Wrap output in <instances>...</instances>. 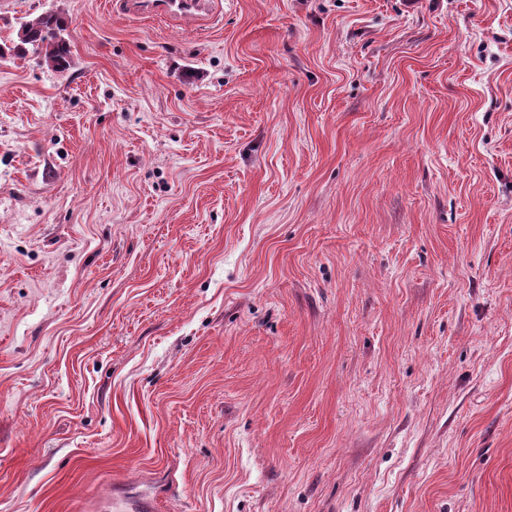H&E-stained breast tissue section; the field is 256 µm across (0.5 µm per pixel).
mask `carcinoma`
<instances>
[{
  "label": "carcinoma",
  "instance_id": "obj_1",
  "mask_svg": "<svg viewBox=\"0 0 512 512\" xmlns=\"http://www.w3.org/2000/svg\"><path fill=\"white\" fill-rule=\"evenodd\" d=\"M63 20L55 14H40L22 22L10 43L0 44V57H23L28 52L43 56L45 63L55 71L69 65L70 42L62 35Z\"/></svg>",
  "mask_w": 512,
  "mask_h": 512
}]
</instances>
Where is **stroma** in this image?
Segmentation results:
<instances>
[{"label": "stroma", "instance_id": "stroma-1", "mask_svg": "<svg viewBox=\"0 0 512 512\" xmlns=\"http://www.w3.org/2000/svg\"><path fill=\"white\" fill-rule=\"evenodd\" d=\"M0 61V512H512V0H119ZM136 3L138 13L156 16L202 19L209 15L212 0H128Z\"/></svg>", "mask_w": 512, "mask_h": 512}]
</instances>
